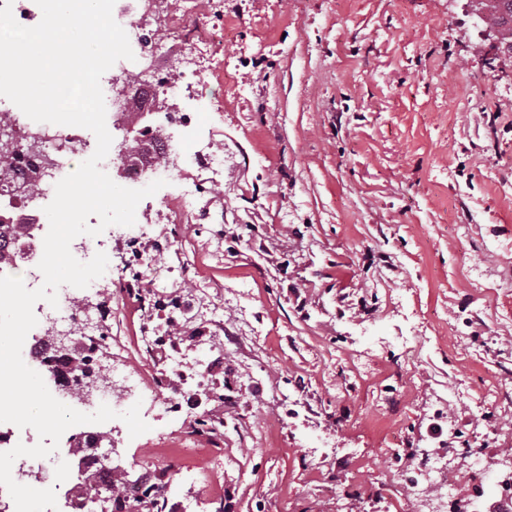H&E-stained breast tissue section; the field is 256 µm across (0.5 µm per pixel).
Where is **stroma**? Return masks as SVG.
Masks as SVG:
<instances>
[{
    "label": "stroma",
    "mask_w": 512,
    "mask_h": 512,
    "mask_svg": "<svg viewBox=\"0 0 512 512\" xmlns=\"http://www.w3.org/2000/svg\"><path fill=\"white\" fill-rule=\"evenodd\" d=\"M208 29L224 181L143 199L88 302L98 364L159 389L127 398L148 432L98 424L112 471L166 512H437L405 482L432 425L466 479L512 449V67L449 0H213ZM189 186L213 220L171 223ZM201 361L213 394L172 401Z\"/></svg>",
    "instance_id": "obj_1"
}]
</instances>
